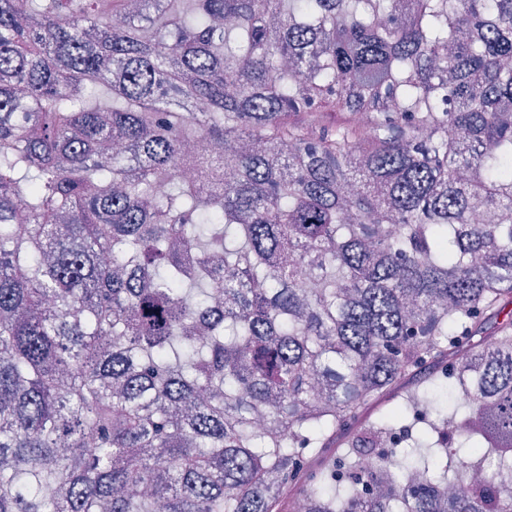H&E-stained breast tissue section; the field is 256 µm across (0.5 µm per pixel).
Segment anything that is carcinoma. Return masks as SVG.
Returning a JSON list of instances; mask_svg holds the SVG:
<instances>
[{"label":"carcinoma","instance_id":"carcinoma-1","mask_svg":"<svg viewBox=\"0 0 512 512\" xmlns=\"http://www.w3.org/2000/svg\"><path fill=\"white\" fill-rule=\"evenodd\" d=\"M511 103L512 0H0V512H512Z\"/></svg>","mask_w":512,"mask_h":512}]
</instances>
